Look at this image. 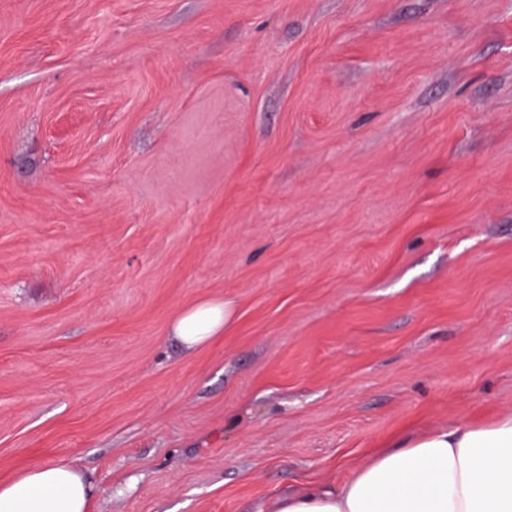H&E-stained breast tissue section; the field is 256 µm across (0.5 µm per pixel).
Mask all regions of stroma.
I'll return each mask as SVG.
<instances>
[{"label":"stroma","instance_id":"stroma-1","mask_svg":"<svg viewBox=\"0 0 512 512\" xmlns=\"http://www.w3.org/2000/svg\"><path fill=\"white\" fill-rule=\"evenodd\" d=\"M509 412L512 0H0V482L243 512ZM232 307L224 301H203L182 312L173 321L171 333L188 350L211 342L224 332Z\"/></svg>","mask_w":512,"mask_h":512}]
</instances>
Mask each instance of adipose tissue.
Here are the masks:
<instances>
[{
  "instance_id": "obj_1",
  "label": "adipose tissue",
  "mask_w": 512,
  "mask_h": 512,
  "mask_svg": "<svg viewBox=\"0 0 512 512\" xmlns=\"http://www.w3.org/2000/svg\"><path fill=\"white\" fill-rule=\"evenodd\" d=\"M224 301L182 312L171 333L192 350L223 333ZM0 512H91L82 473L39 463L0 483ZM244 512H512V413L461 419L394 439L341 481L247 504Z\"/></svg>"
}]
</instances>
